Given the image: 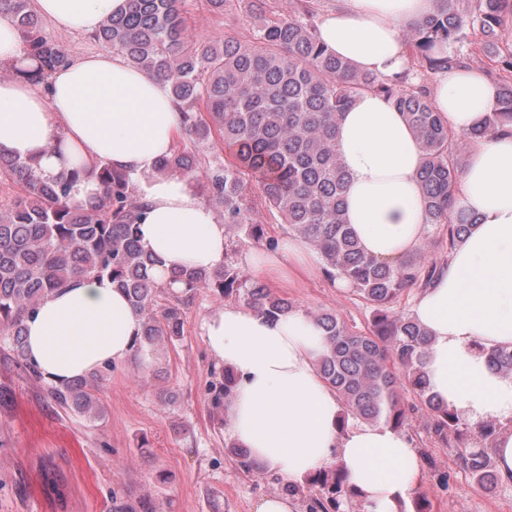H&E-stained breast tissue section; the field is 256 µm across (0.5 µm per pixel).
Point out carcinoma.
Returning a JSON list of instances; mask_svg holds the SVG:
<instances>
[{"label": "carcinoma", "mask_w": 512, "mask_h": 512, "mask_svg": "<svg viewBox=\"0 0 512 512\" xmlns=\"http://www.w3.org/2000/svg\"><path fill=\"white\" fill-rule=\"evenodd\" d=\"M182 2L132 0L128 12L107 16L90 33L131 65L164 79L183 114L184 147L161 157L157 173L195 180L202 165L197 147L214 138L224 143L229 157L205 172L201 188L206 200L223 210L225 229L274 251L279 240L267 236L256 217L261 209L277 215L288 234L317 253L328 280L343 282L371 308L365 331L329 311L312 314L325 343L316 366L342 401L346 418L405 431L420 419L428 435L442 443L450 435L460 437L459 417L428 391L422 370L426 332L394 309L402 296L430 285L438 265L425 264L422 247L394 264L361 250L342 214L349 180L336 152V124L364 92L384 97L402 113L423 149L424 225L442 230L438 244L447 254L473 226L455 194L462 174L458 138L434 110L427 90L412 82V69L379 77L332 54L317 37L320 0H288L286 16L271 10L268 0H234L254 19L249 43L228 34L222 41L192 38ZM0 14L14 20L38 61L31 81L49 91L50 74L71 60L69 53L45 35L46 20L30 0H0ZM508 14L512 0H436L433 13L406 29L411 57L432 71L464 66L453 46L472 34L483 36L481 50L499 71V105L485 127L470 132L471 139L512 127V48L498 42ZM86 174L75 165L44 179L30 163L0 153V178L17 187L10 202L0 205V336L15 364L35 381L43 376L26 355L25 320L73 276L108 277L126 294L142 317L141 351L180 341L186 310L203 290L235 297L270 318L293 309L288 299L241 272L234 248L210 272L182 268L167 283L155 284L149 271L159 260L138 240L145 208L133 179L99 168L103 194L82 206L70 201V193ZM252 180L259 189L255 197L246 193ZM488 361L512 375V348L490 350ZM111 371L108 364L87 378L49 384L47 396L60 409L95 420L102 414L99 393ZM235 382L232 372L222 370V380L213 384L215 403L230 396ZM406 392L414 403L405 400ZM225 447L243 472L262 471L248 449L231 439ZM456 458L478 484L500 481L488 449L459 446ZM286 491L305 499L306 512H343L344 500L355 496L336 468L322 469L305 485H288ZM149 510L145 500L115 498L110 512Z\"/></svg>", "instance_id": "obj_1"}]
</instances>
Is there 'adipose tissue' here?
<instances>
[{
  "label": "adipose tissue",
  "mask_w": 512,
  "mask_h": 512,
  "mask_svg": "<svg viewBox=\"0 0 512 512\" xmlns=\"http://www.w3.org/2000/svg\"><path fill=\"white\" fill-rule=\"evenodd\" d=\"M60 29L95 31L103 18L128 11L129 0H33ZM436 0H337L318 28L320 41L355 69L390 77L408 62L407 26ZM0 152L34 162L51 179L73 164L106 165L129 174L146 204L142 246L160 263L163 284L185 267L212 270L229 238L217 211L188 177L155 174L173 150L181 114L167 84L100 52L57 68L49 94L30 81L35 67L13 20L0 15ZM499 88L484 72L438 73L432 102L457 137L483 126ZM336 149L348 177L344 215L361 248L383 262L414 251L424 234L419 140L400 111L365 93L343 112ZM462 204L477 218L430 287L413 300L412 317L431 344L423 361L427 386L470 427L500 422L494 457L512 479V376L491 368L487 353L512 347V135L473 141L459 181ZM142 318L109 278H73L25 322L26 353L46 380L60 385L107 363L128 359ZM208 351L236 385L224 414L226 435L288 483L337 466L367 512H400L418 487L422 459L404 431L384 424L343 425L345 409L315 369L323 332L305 310L270 319L242 305L210 314Z\"/></svg>",
  "instance_id": "1"
}]
</instances>
